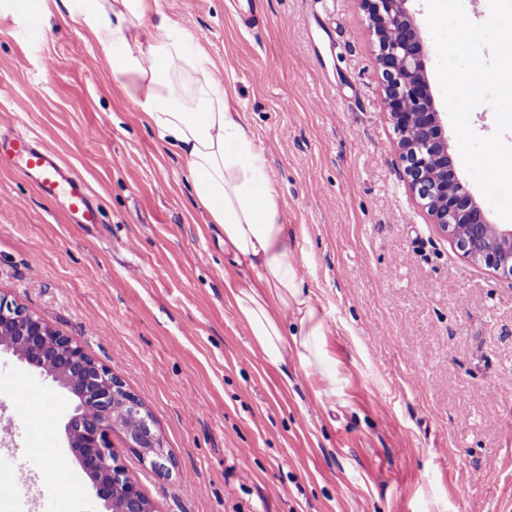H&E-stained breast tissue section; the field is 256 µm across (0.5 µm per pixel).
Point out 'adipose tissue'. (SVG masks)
<instances>
[{
	"instance_id": "ef3b65f1",
	"label": "adipose tissue",
	"mask_w": 512,
	"mask_h": 512,
	"mask_svg": "<svg viewBox=\"0 0 512 512\" xmlns=\"http://www.w3.org/2000/svg\"><path fill=\"white\" fill-rule=\"evenodd\" d=\"M42 16L76 15L143 124L176 155L224 250L247 270L224 281L264 360L303 370L322 407H335L326 323L281 221L264 150L231 109L207 49L162 10L161 0H39Z\"/></svg>"
}]
</instances>
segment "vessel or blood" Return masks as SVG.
I'll return each mask as SVG.
<instances>
[{"label":"vessel or blood","mask_w":512,"mask_h":512,"mask_svg":"<svg viewBox=\"0 0 512 512\" xmlns=\"http://www.w3.org/2000/svg\"><path fill=\"white\" fill-rule=\"evenodd\" d=\"M8 159L44 195L63 197L73 218L95 224L99 214L86 182L66 170L57 152L33 137L24 120H16L8 134H0V160Z\"/></svg>","instance_id":"obj_1"}]
</instances>
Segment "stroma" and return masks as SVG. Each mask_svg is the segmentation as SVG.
Masks as SVG:
<instances>
[{
  "label": "stroma",
  "mask_w": 512,
  "mask_h": 512,
  "mask_svg": "<svg viewBox=\"0 0 512 512\" xmlns=\"http://www.w3.org/2000/svg\"><path fill=\"white\" fill-rule=\"evenodd\" d=\"M162 0L201 40L257 138L339 380L253 352L224 254L174 155L78 20L0 14V127L22 118L88 183L98 224L0 164V295L85 349L151 413L171 458L118 462L157 512H505L512 503V278L467 258L411 195L359 0ZM56 67L46 71L44 57ZM73 402L0 356V461L45 479L18 512H101L71 456ZM410 452H403V445ZM68 459L57 472V457ZM494 467L493 482L467 473Z\"/></svg>",
  "instance_id": "35a3bbf8"
}]
</instances>
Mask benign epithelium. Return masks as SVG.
Returning <instances> with one entry per match:
<instances>
[{
    "instance_id": "benign-epithelium-1",
    "label": "benign epithelium",
    "mask_w": 512,
    "mask_h": 512,
    "mask_svg": "<svg viewBox=\"0 0 512 512\" xmlns=\"http://www.w3.org/2000/svg\"><path fill=\"white\" fill-rule=\"evenodd\" d=\"M410 0H360L378 42L384 103L398 135L406 181L431 223L464 254L512 275V225L493 224L451 165L442 112L427 76V54ZM13 354L38 376L75 397L65 423L68 447L90 476L106 512H154L137 483L118 464L112 433L159 473L168 455L152 416L121 380L74 338L0 296V352ZM117 414L137 419L122 428Z\"/></svg>"
}]
</instances>
